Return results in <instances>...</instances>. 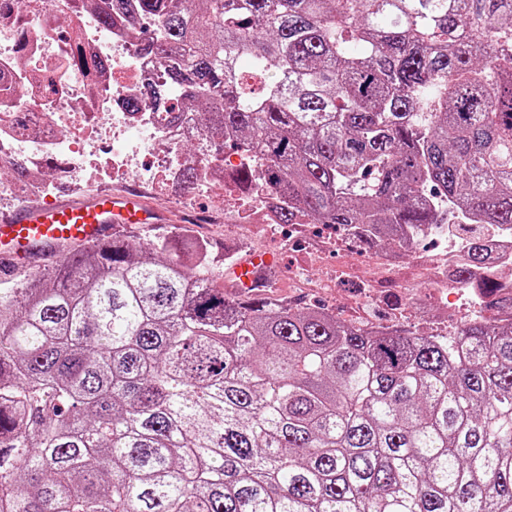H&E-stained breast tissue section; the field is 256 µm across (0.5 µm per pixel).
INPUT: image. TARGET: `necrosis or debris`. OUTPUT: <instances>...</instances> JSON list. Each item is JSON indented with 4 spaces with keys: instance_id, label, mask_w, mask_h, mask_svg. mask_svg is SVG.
<instances>
[{
    "instance_id": "obj_1",
    "label": "necrosis or debris",
    "mask_w": 512,
    "mask_h": 512,
    "mask_svg": "<svg viewBox=\"0 0 512 512\" xmlns=\"http://www.w3.org/2000/svg\"><path fill=\"white\" fill-rule=\"evenodd\" d=\"M0 163L24 159V184L0 181V196L53 200L61 181L93 187L110 179L150 194L169 181L181 145L199 131L192 115L173 122L141 103L160 66L140 50L132 29H99L92 14L70 0H0ZM235 232L250 239L274 223L267 200L236 192ZM444 259L434 274L441 293L467 291L455 276L463 255L455 237L431 229Z\"/></svg>"
}]
</instances>
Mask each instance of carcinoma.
I'll return each instance as SVG.
<instances>
[{
    "instance_id": "carcinoma-1",
    "label": "carcinoma",
    "mask_w": 512,
    "mask_h": 512,
    "mask_svg": "<svg viewBox=\"0 0 512 512\" xmlns=\"http://www.w3.org/2000/svg\"><path fill=\"white\" fill-rule=\"evenodd\" d=\"M143 101L345 242L437 224L465 281L512 226V0H93ZM197 168L172 177L194 188ZM451 339L224 294L193 241L125 229L0 288V512H512V296Z\"/></svg>"
}]
</instances>
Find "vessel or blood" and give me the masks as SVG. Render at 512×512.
I'll return each mask as SVG.
<instances>
[{
	"label": "vessel or blood",
	"instance_id": "1",
	"mask_svg": "<svg viewBox=\"0 0 512 512\" xmlns=\"http://www.w3.org/2000/svg\"><path fill=\"white\" fill-rule=\"evenodd\" d=\"M165 217L134 193L102 190L85 199H61L0 214V261L58 257L71 245L109 237L113 225L161 224ZM278 270L276 258L255 253L230 271L233 288L247 293Z\"/></svg>",
	"mask_w": 512,
	"mask_h": 512
}]
</instances>
